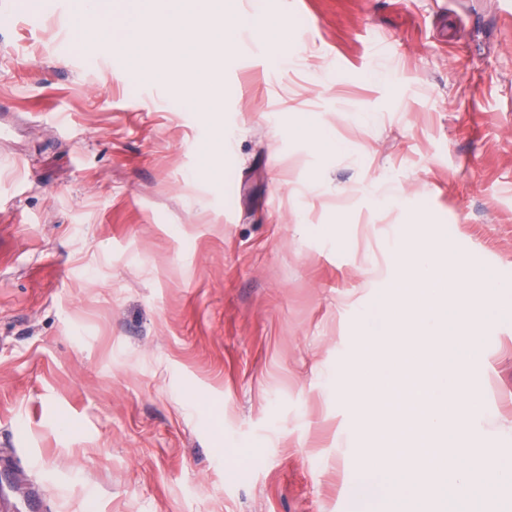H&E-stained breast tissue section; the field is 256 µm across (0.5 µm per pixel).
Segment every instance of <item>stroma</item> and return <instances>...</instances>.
<instances>
[{
    "instance_id": "1",
    "label": "stroma",
    "mask_w": 512,
    "mask_h": 512,
    "mask_svg": "<svg viewBox=\"0 0 512 512\" xmlns=\"http://www.w3.org/2000/svg\"><path fill=\"white\" fill-rule=\"evenodd\" d=\"M266 2L297 52L239 37L209 121L78 0H0V512H387L334 384L394 240L512 283V0ZM480 345L512 469V319ZM78 22L82 27L93 31L96 34L108 36L112 31V27L100 22L96 11L95 1L84 0L81 2L80 11L78 13Z\"/></svg>"
}]
</instances>
